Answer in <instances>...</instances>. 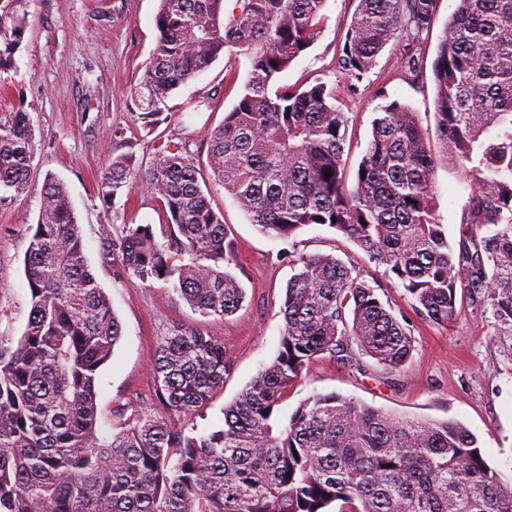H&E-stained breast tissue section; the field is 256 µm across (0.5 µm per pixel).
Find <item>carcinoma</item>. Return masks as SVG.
Returning <instances> with one entry per match:
<instances>
[{
  "instance_id": "cac0c4a2",
  "label": "carcinoma",
  "mask_w": 512,
  "mask_h": 512,
  "mask_svg": "<svg viewBox=\"0 0 512 512\" xmlns=\"http://www.w3.org/2000/svg\"><path fill=\"white\" fill-rule=\"evenodd\" d=\"M437 0H357L338 66L356 92L385 46L407 41L414 72ZM326 0H243L224 20V0H160L159 32L133 92L145 125L166 100L225 49L251 55L244 92L209 135L216 181L250 223L289 239L310 225L353 239L400 282L422 316L441 327L459 316L456 289L490 305L512 335V0H457L433 62L436 140L417 113L380 107L348 184V113L327 84H278L321 36ZM34 123L0 116V193L28 187ZM444 162L470 189L458 249L435 210ZM183 143L157 150L150 167L112 158L101 176L108 200L125 186L164 208L160 244L151 224L101 228L104 263L117 276L161 282L204 316L240 310L244 288L224 217L201 189ZM24 257L30 310L21 336L0 335V512H512V487L456 421L410 420L336 394L314 395L283 424L281 400L320 359L389 374L412 357L411 332L377 289L330 254H302L282 306L275 359L201 435L186 425L224 389V343L198 331L159 339L150 370L157 407L110 412L118 432L99 438L96 375L122 325L91 273L65 184L46 176Z\"/></svg>"
}]
</instances>
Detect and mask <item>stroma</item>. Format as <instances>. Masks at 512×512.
Segmentation results:
<instances>
[{"mask_svg":"<svg viewBox=\"0 0 512 512\" xmlns=\"http://www.w3.org/2000/svg\"><path fill=\"white\" fill-rule=\"evenodd\" d=\"M355 0H327L321 37L282 76V83L306 86L320 80L348 112L344 144L349 172H356L371 136L378 106L408 105L423 127L434 126L432 62L455 0H437L436 20L420 51L417 75L403 71L401 40L389 42L367 74L358 95H350L336 67L338 31L349 22ZM159 0H0V29L22 22L24 33L11 59L0 67V114L24 110L34 122L32 163L26 192L0 200V333L20 336L30 307L23 258L40 210L46 175L63 181L81 227L85 254L98 285L109 296L122 324L111 359L99 370L97 399L104 414L101 438H111L110 411L117 402L133 408L155 405L149 369L157 341L173 330H197L224 344L231 371L224 392L194 424L198 433L223 426L224 408L277 355L283 333L281 307L293 273L290 253H326L358 270L378 289L384 304L414 338L415 350L404 373L383 374L362 357L361 370L316 361L291 387L279 406L288 416L315 394L336 393L403 418L454 420L477 438L489 465L512 486V336L500 335L490 309L458 291L460 310L449 327L417 313L401 283L370 260L355 241L326 226L311 225L283 241L261 234L234 198L216 182L208 166L209 132L237 103L251 70L246 51L225 52L197 78L168 99L164 121L146 128L131 97L155 47ZM121 131L113 139V131ZM185 142L199 168V181L214 210L222 213L227 239L237 257L230 272L246 293L242 308L221 320L201 315L160 284L117 281L103 263L100 227L165 223L158 202L145 191L121 188L103 200L100 178L113 155L129 154L147 169L160 145ZM434 179L436 205L450 244H457L469 187L445 164Z\"/></svg>","mask_w":512,"mask_h":512,"instance_id":"obj_1","label":"stroma"}]
</instances>
